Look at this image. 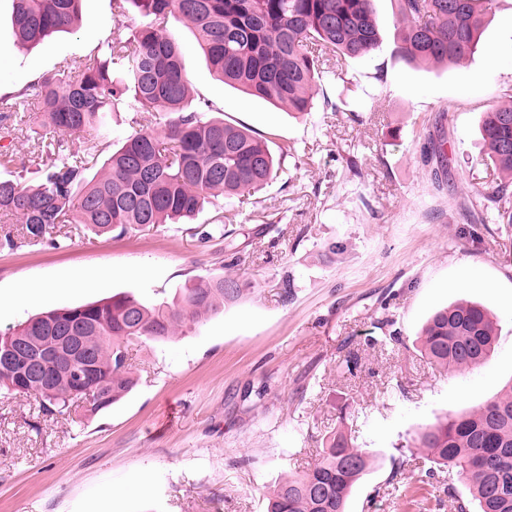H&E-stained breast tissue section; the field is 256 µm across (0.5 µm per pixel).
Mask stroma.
<instances>
[{
    "instance_id": "1",
    "label": "stroma",
    "mask_w": 512,
    "mask_h": 512,
    "mask_svg": "<svg viewBox=\"0 0 512 512\" xmlns=\"http://www.w3.org/2000/svg\"><path fill=\"white\" fill-rule=\"evenodd\" d=\"M374 7L381 47L343 66L351 106L337 105L328 76L305 117L216 81L189 24L168 14L163 29L182 49L192 101L266 138L284 156L277 179L246 203L205 205L185 224L104 237L75 224L64 248L0 244V327L120 292L169 302L217 274L237 278L243 293L171 341L132 344L136 386L94 417H47L34 397L0 393V512H265L280 475L314 463L350 413L373 461L348 512H448L444 502L400 497L411 465L392 454L419 424L512 380V228L463 223L455 206L493 184L478 120L512 86V0H494L478 52L448 69L393 55L396 4ZM12 11L0 0V94L62 58L90 59L112 32V0H83L73 30L20 49ZM439 114L456 161L444 188L421 159ZM218 212L236 253L215 229ZM107 268L108 281L70 285L49 304L24 295L32 281L70 284ZM461 299L494 311L497 339L483 365L449 373L420 355L416 339L434 311ZM350 354L359 368L341 372Z\"/></svg>"
}]
</instances>
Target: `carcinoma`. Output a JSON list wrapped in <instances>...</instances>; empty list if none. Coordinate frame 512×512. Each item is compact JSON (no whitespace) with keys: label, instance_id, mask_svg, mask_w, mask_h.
Listing matches in <instances>:
<instances>
[{"label":"carcinoma","instance_id":"cac0c4a2","mask_svg":"<svg viewBox=\"0 0 512 512\" xmlns=\"http://www.w3.org/2000/svg\"><path fill=\"white\" fill-rule=\"evenodd\" d=\"M14 45L25 48L73 26L83 0H12ZM491 0H397L394 55L409 64L458 65L482 34ZM136 9L145 22L136 28L122 17ZM178 12L195 30L212 71L243 93L306 114L314 107L317 82L330 69L344 80L348 59L371 55L382 42L373 0H113L110 38L93 59L65 58L56 71L0 95V112H26L37 102L39 128L26 130L30 153L0 154V165L23 172L35 167L33 185L0 178V214L18 218L20 228L4 233L32 245L58 247L69 240L64 228L83 224L94 234L119 235L143 226L175 223L198 214L218 198L229 201L256 192L280 170L267 141L219 116L192 107L182 52L161 24ZM504 103L481 113L479 128L497 172L492 190H475L458 204L468 218L480 211L493 224L512 225V88ZM114 112H142L141 128L124 137L107 159L105 173L91 174L94 148H69L56 135L94 131L112 140ZM447 136L438 131L425 148L431 178L447 180ZM241 295L231 276L201 277L179 290L177 300L146 305L132 293L105 301L58 308L0 330V350L35 345L46 351L70 332L89 351L94 400L51 358L41 361L48 376L32 377L25 363L0 368V392L33 395L39 411L62 414L74 404L95 415L128 394L136 379L127 345L141 338L166 341L188 322L224 310ZM497 322L485 305L457 302L437 310L419 337V352L451 371L482 364L494 349ZM353 427H336L318 461L301 474L281 478L267 496L266 512H346L353 487L370 467L368 452L356 445ZM419 451L469 491L419 475L408 485L424 500L448 495L451 512H512V387L471 410L451 411L422 424L401 454Z\"/></svg>","mask_w":512,"mask_h":512}]
</instances>
